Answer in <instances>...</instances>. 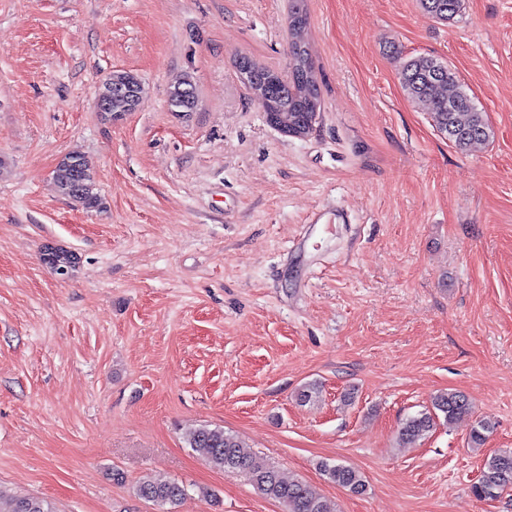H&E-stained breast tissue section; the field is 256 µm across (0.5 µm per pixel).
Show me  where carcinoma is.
<instances>
[{
    "instance_id": "obj_1",
    "label": "carcinoma",
    "mask_w": 512,
    "mask_h": 512,
    "mask_svg": "<svg viewBox=\"0 0 512 512\" xmlns=\"http://www.w3.org/2000/svg\"><path fill=\"white\" fill-rule=\"evenodd\" d=\"M422 9L432 18L449 22L462 8V0H419ZM291 74L284 79L273 71L251 64L259 75L273 78V83L264 88L263 108L283 112L292 120L302 112L319 111V92L311 54L308 47L299 42L291 47ZM400 80L408 97L427 103L435 128L444 134L456 148L463 150L475 143L489 139L491 129L484 113L475 105L472 97L463 89L454 94L447 93L450 85L457 83L452 67L432 56H410L403 64ZM193 88L185 79L169 91L168 99L179 102L176 111L192 112L196 105L180 99V91ZM114 97L110 110L104 112L109 120L119 121L128 110L131 96ZM54 182L60 195L72 200L85 210H100L103 199L97 191L93 170L80 153H68L54 170ZM472 414L469 399L460 392H440L430 404L400 424L401 440L416 442L426 438L440 425H451L460 417ZM494 424L485 419L475 421L470 437V447L478 449L484 445L487 434ZM187 447L193 449L204 461L215 469L236 471L244 474L254 488L263 496L279 502L285 512H335L334 503L320 491L301 481H287L264 457L244 449L240 439L224 429L202 426L186 437ZM319 469L332 483L353 494H362L367 485L362 473L351 465L337 462H322ZM512 484V451L499 450L483 461L479 477L471 486V492L479 500L499 498L508 484ZM139 493L157 503L162 512H174L186 496L183 485L170 480L146 479L140 483ZM0 512H54L44 499L34 496H13L8 499L0 495Z\"/></svg>"
}]
</instances>
